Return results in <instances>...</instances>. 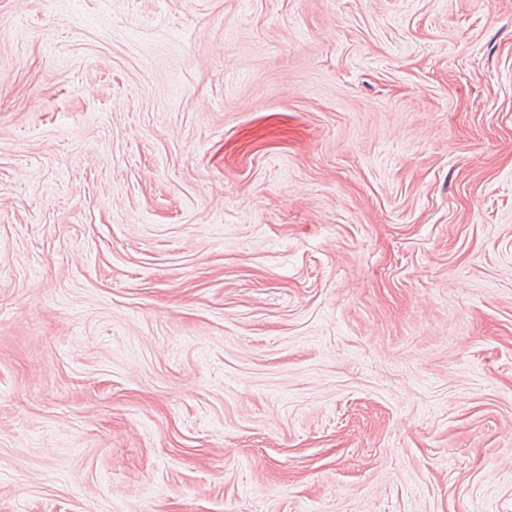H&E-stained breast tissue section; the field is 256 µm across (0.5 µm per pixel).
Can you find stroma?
<instances>
[{"instance_id": "obj_1", "label": "stroma", "mask_w": 512, "mask_h": 512, "mask_svg": "<svg viewBox=\"0 0 512 512\" xmlns=\"http://www.w3.org/2000/svg\"><path fill=\"white\" fill-rule=\"evenodd\" d=\"M0 512H512V0H0Z\"/></svg>"}]
</instances>
